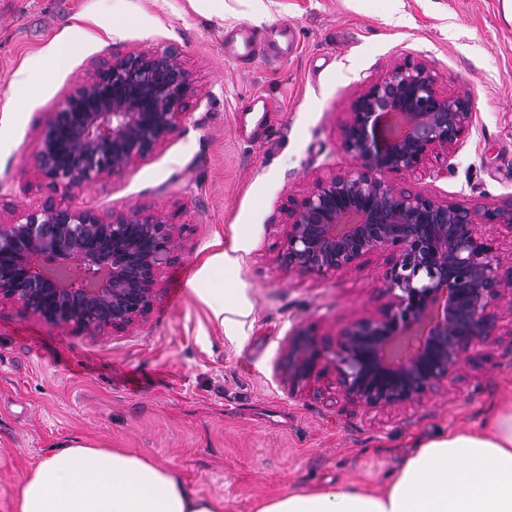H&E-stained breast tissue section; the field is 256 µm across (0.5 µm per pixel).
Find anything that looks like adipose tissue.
<instances>
[{"label":"adipose tissue","instance_id":"adipose-tissue-1","mask_svg":"<svg viewBox=\"0 0 512 512\" xmlns=\"http://www.w3.org/2000/svg\"><path fill=\"white\" fill-rule=\"evenodd\" d=\"M16 512H232L175 471L82 439L52 447L25 475ZM256 512H512V383L476 428L415 439L382 490L310 486Z\"/></svg>","mask_w":512,"mask_h":512}]
</instances>
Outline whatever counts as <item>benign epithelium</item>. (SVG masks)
I'll list each match as a JSON object with an SVG mask.
<instances>
[{
    "label": "benign epithelium",
    "mask_w": 512,
    "mask_h": 512,
    "mask_svg": "<svg viewBox=\"0 0 512 512\" xmlns=\"http://www.w3.org/2000/svg\"><path fill=\"white\" fill-rule=\"evenodd\" d=\"M201 95L174 48H136L92 63L39 136L33 175L61 198L0 216V305L91 337L145 318L163 269L183 248L168 212L99 213L70 199L162 146ZM472 126L468 96L441 92L423 62L397 63L353 100L342 130L353 167L315 178L288 205L280 261L289 270L326 274L371 252L393 255L389 305L344 329L332 351L338 393L356 407L422 402L465 373L468 353L492 334L499 315L512 316V267L503 270L476 230H512V205L443 203L387 179L424 170ZM324 356L296 328L283 348V386L291 393L302 387Z\"/></svg>",
    "instance_id": "7a95c632"
}]
</instances>
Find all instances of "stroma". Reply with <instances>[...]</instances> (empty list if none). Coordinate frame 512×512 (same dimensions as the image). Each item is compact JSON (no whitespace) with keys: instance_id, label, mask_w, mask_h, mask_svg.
Listing matches in <instances>:
<instances>
[{"instance_id":"obj_1","label":"stroma","mask_w":512,"mask_h":512,"mask_svg":"<svg viewBox=\"0 0 512 512\" xmlns=\"http://www.w3.org/2000/svg\"><path fill=\"white\" fill-rule=\"evenodd\" d=\"M507 0H129L113 36L84 22L97 0H0V215L52 190L33 176L38 138L95 60L176 48L200 87L182 126L124 175L80 191L100 212L160 207L183 241L161 293L128 331L89 337L0 305V512L55 444L79 438L174 469L233 512L311 485L376 488L411 440L476 426L512 381V316L470 353L465 378L411 407L366 411L322 361L305 386L280 381L282 348L309 327L320 346L391 300L388 251L320 275L280 263L286 210L313 178L349 170L342 128L355 95L391 65L426 63L440 91L468 93L470 134L396 186L439 201L512 203V10ZM293 32L296 50L242 62L227 32ZM81 52L61 71L59 37ZM33 88L15 98L19 68ZM224 293V313L213 295ZM80 45L66 37L57 38L51 47L50 65L54 69L65 68L70 60L79 52Z\"/></svg>"}]
</instances>
